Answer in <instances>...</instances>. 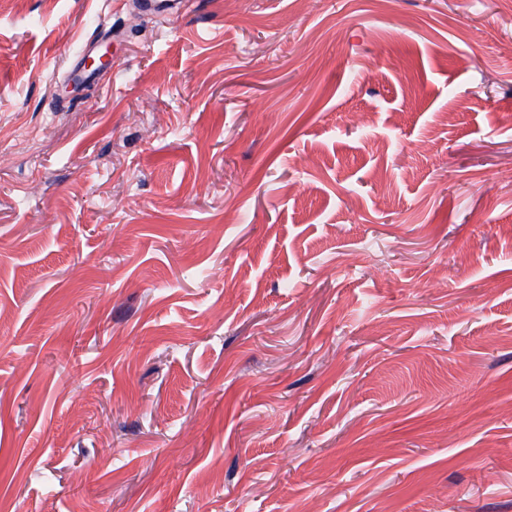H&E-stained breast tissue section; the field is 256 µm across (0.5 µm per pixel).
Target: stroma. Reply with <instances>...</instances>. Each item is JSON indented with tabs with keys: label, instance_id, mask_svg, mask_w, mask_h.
<instances>
[{
	"label": "stroma",
	"instance_id": "1",
	"mask_svg": "<svg viewBox=\"0 0 512 512\" xmlns=\"http://www.w3.org/2000/svg\"><path fill=\"white\" fill-rule=\"evenodd\" d=\"M509 45L512 0H0V512H512Z\"/></svg>",
	"mask_w": 512,
	"mask_h": 512
}]
</instances>
